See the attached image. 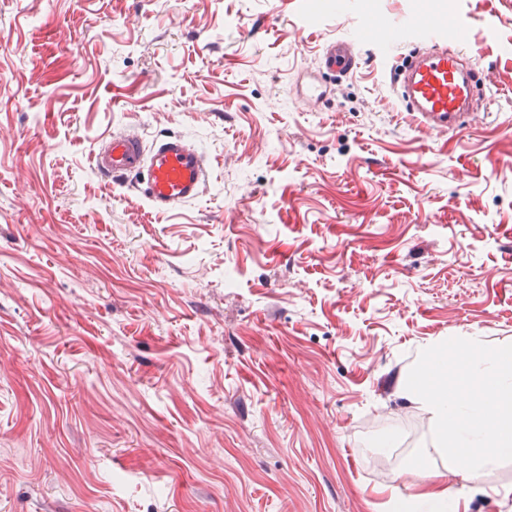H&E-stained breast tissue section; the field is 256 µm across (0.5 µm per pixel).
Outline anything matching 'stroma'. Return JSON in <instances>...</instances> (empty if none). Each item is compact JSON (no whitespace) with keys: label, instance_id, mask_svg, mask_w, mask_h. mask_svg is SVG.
Masks as SVG:
<instances>
[{"label":"stroma","instance_id":"1","mask_svg":"<svg viewBox=\"0 0 512 512\" xmlns=\"http://www.w3.org/2000/svg\"><path fill=\"white\" fill-rule=\"evenodd\" d=\"M461 24L485 100L420 129L409 43ZM324 94L307 103L308 83ZM179 133L209 163L161 213L92 155ZM512 0H0V512H389L461 479L406 389L456 333L512 344ZM355 38L329 41L320 54V66L324 74L342 77L350 74L357 65L358 54Z\"/></svg>","mask_w":512,"mask_h":512}]
</instances>
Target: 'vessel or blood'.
I'll return each mask as SVG.
<instances>
[{"mask_svg":"<svg viewBox=\"0 0 512 512\" xmlns=\"http://www.w3.org/2000/svg\"><path fill=\"white\" fill-rule=\"evenodd\" d=\"M398 40L426 48L425 55L411 60L404 71L400 98L408 111L416 114L420 127L459 130L476 89L472 79L461 74L467 50L460 31L419 18L398 32L385 28L379 45L386 49ZM354 44L351 38L329 41L320 54L324 74H350L358 59ZM93 162L103 174L130 178L133 190L159 212H172L196 200L209 172L205 156L176 134L157 137L148 147L125 133L111 135L95 151Z\"/></svg>","mask_w":512,"mask_h":512,"instance_id":"obj_1","label":"vessel or blood"}]
</instances>
